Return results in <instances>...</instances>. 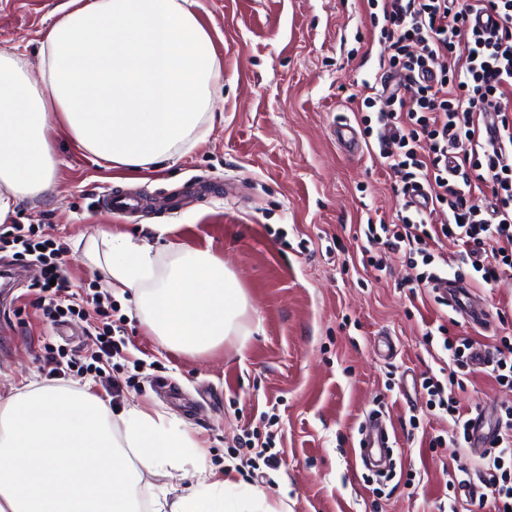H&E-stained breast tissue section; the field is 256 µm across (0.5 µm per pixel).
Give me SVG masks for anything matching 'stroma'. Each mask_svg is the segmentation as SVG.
<instances>
[{
  "instance_id": "35a3bbf8",
  "label": "stroma",
  "mask_w": 512,
  "mask_h": 512,
  "mask_svg": "<svg viewBox=\"0 0 512 512\" xmlns=\"http://www.w3.org/2000/svg\"><path fill=\"white\" fill-rule=\"evenodd\" d=\"M59 2L0 0V51L23 56L39 73L40 40ZM194 11L224 66L206 140L171 167L119 183L115 170L52 132L54 192L20 202L6 222L64 243L72 282L108 292L124 315L121 352L103 366L119 394L86 369L97 317L39 316L32 306L39 270L7 250L0 252V396L33 380L83 390L116 412L153 405L200 442L216 476L260 489L283 512H442L452 502L457 512H495L492 500L448 495L446 470L478 451L431 446V437L448 432V419L428 410L417 384L442 367L424 338L436 323L482 347L512 338V276L479 293L488 309H505L488 331L431 297L412 296L400 255L382 271L362 267L364 224L395 222L404 203L398 177L372 150L350 156L332 135L335 121L352 117L350 97L384 50L366 0H195ZM191 180L209 190L187 207L136 219L103 206L113 192L168 196ZM159 224L169 232L157 235ZM103 230L155 241L162 273L186 248L222 259L247 297L248 337L193 353L162 346L132 296L108 287L77 248ZM383 336L394 352L379 347ZM58 347L72 360L50 361ZM470 379L456 394L468 413L487 419L512 405V388L478 371ZM375 409L394 443L387 481L358 455L360 426ZM269 433L281 465L257 477L238 447Z\"/></svg>"
}]
</instances>
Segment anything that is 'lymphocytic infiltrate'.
<instances>
[{
    "label": "lymphocytic infiltrate",
    "instance_id": "1",
    "mask_svg": "<svg viewBox=\"0 0 512 512\" xmlns=\"http://www.w3.org/2000/svg\"><path fill=\"white\" fill-rule=\"evenodd\" d=\"M379 7L389 52L378 62L383 80L361 83L358 97L369 110L363 132L376 137L402 194L421 186L426 195L423 206L405 203L397 223L368 224L367 240L381 251L367 261L379 269L384 252L403 254L415 289L432 287L462 264L494 287L512 272V0H379ZM483 14L492 25H473ZM460 43L461 57L455 54ZM480 188L488 202H472ZM444 239L457 246L455 257L439 251ZM7 248L39 265L37 306L44 315L74 314V306L62 304L72 282L61 244L14 224L0 234V250ZM82 301L103 320L93 357L99 363L118 354L112 334L119 326L102 292H88ZM441 349L460 367L476 365L499 384H512V355L478 351L471 339L457 336L443 337ZM420 387L427 407L450 417L453 437L470 441L468 415L454 398L465 387L463 376L426 377ZM492 435L479 461L458 462L452 485L462 490L480 482L498 512H512L511 406L498 413Z\"/></svg>",
    "mask_w": 512,
    "mask_h": 512
}]
</instances>
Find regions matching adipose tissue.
Returning a JSON list of instances; mask_svg holds the SVG:
<instances>
[{
    "instance_id": "obj_1",
    "label": "adipose tissue",
    "mask_w": 512,
    "mask_h": 512,
    "mask_svg": "<svg viewBox=\"0 0 512 512\" xmlns=\"http://www.w3.org/2000/svg\"><path fill=\"white\" fill-rule=\"evenodd\" d=\"M192 5L65 0L40 43V77L0 52V223L52 191V125L128 172L157 170L205 140L222 65ZM87 257L133 294L147 332L167 346L201 351L241 330L246 295L209 251L179 252L162 276L147 239L106 232ZM188 459L195 483L161 489L152 512H247L249 502L273 512L262 491L210 480L204 450L176 418L136 404L116 413L34 381L0 397V512H138L142 474Z\"/></svg>"
}]
</instances>
